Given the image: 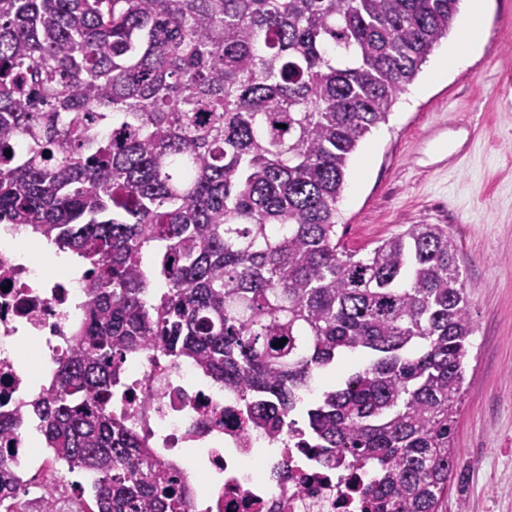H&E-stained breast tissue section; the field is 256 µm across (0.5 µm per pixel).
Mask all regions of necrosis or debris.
<instances>
[{
	"label": "necrosis or debris",
	"mask_w": 512,
	"mask_h": 512,
	"mask_svg": "<svg viewBox=\"0 0 512 512\" xmlns=\"http://www.w3.org/2000/svg\"><path fill=\"white\" fill-rule=\"evenodd\" d=\"M0 237V414L14 415L52 385L85 321V277L47 275L43 242L27 225ZM130 381L114 411L185 474L188 512H364L335 462L304 446L298 427L272 438L237 393L192 360L158 350L128 355Z\"/></svg>",
	"instance_id": "1"
}]
</instances>
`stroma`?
I'll return each instance as SVG.
<instances>
[{
	"label": "stroma",
	"mask_w": 512,
	"mask_h": 512,
	"mask_svg": "<svg viewBox=\"0 0 512 512\" xmlns=\"http://www.w3.org/2000/svg\"><path fill=\"white\" fill-rule=\"evenodd\" d=\"M412 224L447 225L476 327L453 443L463 478L442 512H512V0H486L467 62L400 94L348 164L346 250L366 255Z\"/></svg>",
	"instance_id": "35a3bbf8"
}]
</instances>
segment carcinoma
I'll list each match as a JSON object with an SVG mask.
<instances>
[{
	"mask_svg": "<svg viewBox=\"0 0 512 512\" xmlns=\"http://www.w3.org/2000/svg\"><path fill=\"white\" fill-rule=\"evenodd\" d=\"M458 3L0 0V224L88 279L77 343L28 407L67 472L95 475L89 512H187L181 472L108 411L124 356L154 348L273 437L363 357L307 408V447L368 476L372 512H441L475 332L455 241L412 224L359 257L336 213ZM20 484L0 461L5 512Z\"/></svg>",
	"mask_w": 512,
	"mask_h": 512,
	"instance_id": "carcinoma-1",
	"label": "carcinoma"
}]
</instances>
